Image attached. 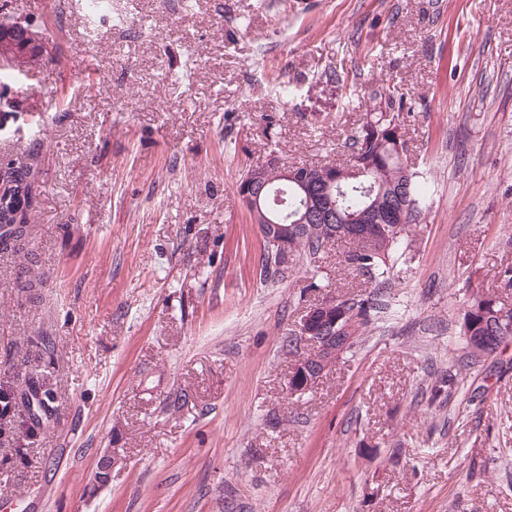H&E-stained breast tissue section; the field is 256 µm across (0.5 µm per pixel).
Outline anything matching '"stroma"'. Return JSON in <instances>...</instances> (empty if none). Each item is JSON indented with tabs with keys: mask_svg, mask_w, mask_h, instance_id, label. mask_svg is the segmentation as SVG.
<instances>
[{
	"mask_svg": "<svg viewBox=\"0 0 512 512\" xmlns=\"http://www.w3.org/2000/svg\"><path fill=\"white\" fill-rule=\"evenodd\" d=\"M14 21L44 53L0 159L39 156L43 187L34 259L0 257V395L43 364L55 399L41 431L0 415V512H512V342L474 360L459 334L512 268V0H7ZM388 84L426 184L404 259L378 285L332 247L263 282L245 170L345 163ZM330 292L371 322L288 398Z\"/></svg>",
	"mask_w": 512,
	"mask_h": 512,
	"instance_id": "obj_1",
	"label": "stroma"
}]
</instances>
